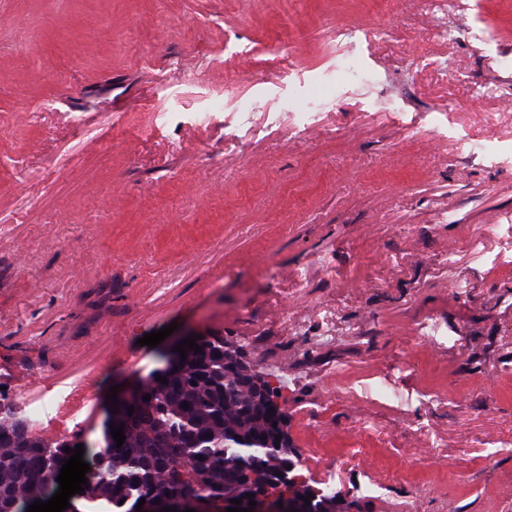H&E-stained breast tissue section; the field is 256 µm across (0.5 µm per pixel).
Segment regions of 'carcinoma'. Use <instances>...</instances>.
Instances as JSON below:
<instances>
[{"instance_id": "cac0c4a2", "label": "carcinoma", "mask_w": 512, "mask_h": 512, "mask_svg": "<svg viewBox=\"0 0 512 512\" xmlns=\"http://www.w3.org/2000/svg\"><path fill=\"white\" fill-rule=\"evenodd\" d=\"M195 342L201 351H187L151 373L136 395L117 400L104 445L89 459L88 488L75 498L104 500L112 512H160L178 498L198 501L205 512H226L233 499L244 509L274 499L282 512H341L336 494L297 487L281 385L226 350L224 337ZM112 424L124 425L120 447ZM77 444L72 438L52 447L32 423L0 410V512H26L45 500L70 458L66 448Z\"/></svg>"}]
</instances>
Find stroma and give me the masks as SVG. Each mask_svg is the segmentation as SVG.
<instances>
[{
	"label": "stroma",
	"instance_id": "1",
	"mask_svg": "<svg viewBox=\"0 0 512 512\" xmlns=\"http://www.w3.org/2000/svg\"><path fill=\"white\" fill-rule=\"evenodd\" d=\"M288 2L0 0V403L96 446L216 332L299 484L512 512V0ZM95 379L96 376L93 369H79L77 378L71 386L73 388L72 397L66 405L61 406L59 412L61 414L72 413L75 410L82 409L85 404L89 403Z\"/></svg>",
	"mask_w": 512,
	"mask_h": 512
}]
</instances>
